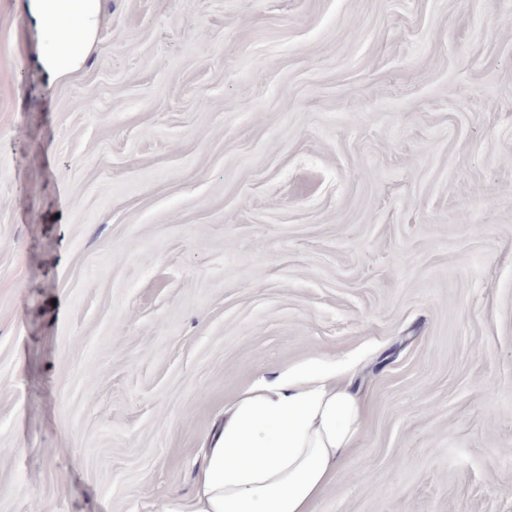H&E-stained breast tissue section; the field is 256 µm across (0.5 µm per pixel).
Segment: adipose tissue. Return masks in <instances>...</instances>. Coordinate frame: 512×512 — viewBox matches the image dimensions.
I'll return each mask as SVG.
<instances>
[{
	"instance_id": "obj_1",
	"label": "adipose tissue",
	"mask_w": 512,
	"mask_h": 512,
	"mask_svg": "<svg viewBox=\"0 0 512 512\" xmlns=\"http://www.w3.org/2000/svg\"><path fill=\"white\" fill-rule=\"evenodd\" d=\"M47 83L86 64L103 0H23ZM364 400L335 367L301 365L263 379L225 411L203 450L190 497L164 512H312L356 447Z\"/></svg>"
}]
</instances>
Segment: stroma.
Segmentation results:
<instances>
[{"mask_svg": "<svg viewBox=\"0 0 512 512\" xmlns=\"http://www.w3.org/2000/svg\"><path fill=\"white\" fill-rule=\"evenodd\" d=\"M0 0V512H163L255 381L366 407L313 512H512V0ZM19 1L39 44L35 64L47 83L82 69L97 42L103 0Z\"/></svg>", "mask_w": 512, "mask_h": 512, "instance_id": "1", "label": "stroma"}]
</instances>
